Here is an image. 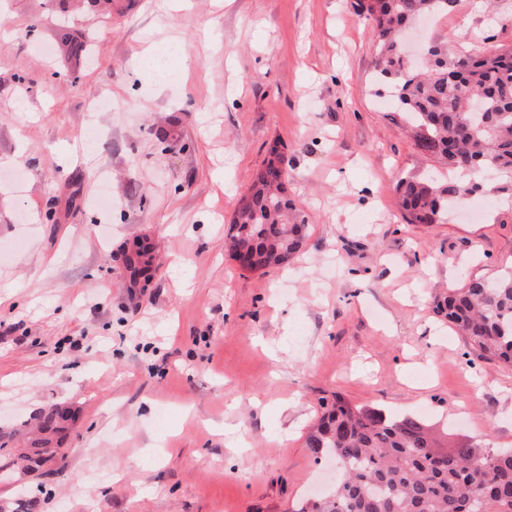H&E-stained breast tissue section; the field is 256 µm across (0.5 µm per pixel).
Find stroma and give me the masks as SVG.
<instances>
[{
	"instance_id": "35a3bbf8",
	"label": "stroma",
	"mask_w": 512,
	"mask_h": 512,
	"mask_svg": "<svg viewBox=\"0 0 512 512\" xmlns=\"http://www.w3.org/2000/svg\"><path fill=\"white\" fill-rule=\"evenodd\" d=\"M355 3L115 0L72 66L54 0H0V427L76 413L54 460L0 472V502L291 512L336 480L305 434L337 394L420 419L441 453L512 449V368L435 312L512 268V193L492 173L447 221L404 222L397 180L446 168L399 132ZM416 36L512 46V0H459ZM275 142L309 232L250 272L224 236Z\"/></svg>"
}]
</instances>
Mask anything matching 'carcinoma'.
I'll list each match as a JSON object with an SVG mask.
<instances>
[{"mask_svg": "<svg viewBox=\"0 0 512 512\" xmlns=\"http://www.w3.org/2000/svg\"><path fill=\"white\" fill-rule=\"evenodd\" d=\"M456 0H358L371 21L378 77L395 84L404 132L417 150L459 176L446 181L406 176L396 193L410 224H438L455 204L480 190L471 173L486 166L512 178V46L448 60L431 44L422 68L412 69L400 42L403 29L423 15H440ZM80 10L103 27L112 0H56L58 38L69 42L67 14ZM281 153L273 145L235 209L224 250L245 270L290 263L307 236L304 211L288 195ZM438 312L478 357L512 366V272L492 283L474 279L448 290ZM321 416L305 445L316 460L340 470L332 491L298 502L292 512H512V450L460 447L435 455L421 422L362 409L337 395L322 400ZM31 461L59 453L70 407L34 415ZM29 423L0 431V462L19 452Z\"/></svg>", "mask_w": 512, "mask_h": 512, "instance_id": "obj_1", "label": "carcinoma"}]
</instances>
